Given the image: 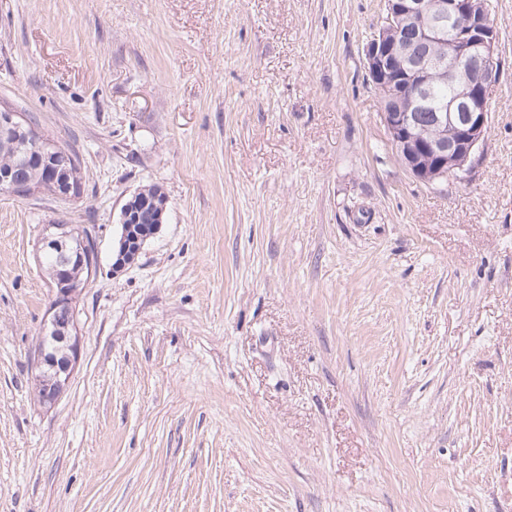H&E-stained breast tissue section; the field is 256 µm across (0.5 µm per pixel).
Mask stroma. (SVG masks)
Segmentation results:
<instances>
[{
  "label": "stroma",
  "mask_w": 512,
  "mask_h": 512,
  "mask_svg": "<svg viewBox=\"0 0 512 512\" xmlns=\"http://www.w3.org/2000/svg\"><path fill=\"white\" fill-rule=\"evenodd\" d=\"M472 171L401 163L384 0H0V109L81 162L0 193V512H512V0ZM167 210L112 271L121 207ZM88 229L80 362L34 377L43 238Z\"/></svg>",
  "instance_id": "obj_1"
}]
</instances>
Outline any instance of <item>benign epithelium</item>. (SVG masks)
Wrapping results in <instances>:
<instances>
[{
    "mask_svg": "<svg viewBox=\"0 0 512 512\" xmlns=\"http://www.w3.org/2000/svg\"><path fill=\"white\" fill-rule=\"evenodd\" d=\"M386 16L364 48L367 79L390 109L382 119L402 163L418 180L434 184L470 172L488 132L489 95L499 78L497 33L483 0H385ZM448 81V103L435 113L430 128L415 120L431 85ZM33 143L34 150L20 161L36 166L43 178L64 199L73 198L66 167L59 163V148L38 138L17 112L0 110V139ZM141 192L132 193L121 208V232L113 254L112 272L135 262L144 244L163 224L167 203L158 205L156 223H140ZM42 250L60 255L55 296L44 323L40 362L36 374L40 401L51 406L61 397L80 357L77 328L79 286L70 280V264L93 270L97 256L90 238L80 235L75 245L70 225H53Z\"/></svg>",
    "mask_w": 512,
    "mask_h": 512,
    "instance_id": "obj_1",
    "label": "benign epithelium"
}]
</instances>
